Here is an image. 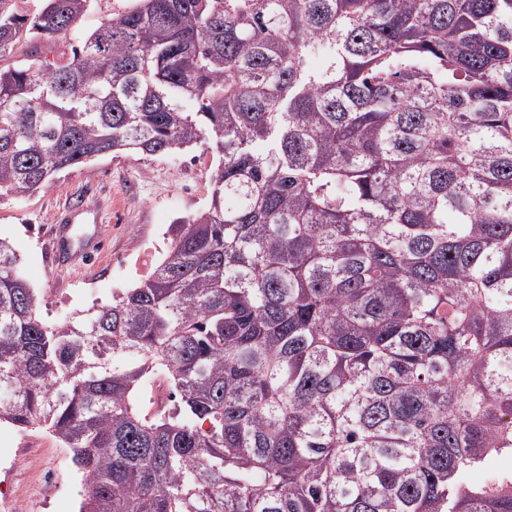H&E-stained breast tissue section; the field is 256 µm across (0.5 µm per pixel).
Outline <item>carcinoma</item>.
I'll return each instance as SVG.
<instances>
[{"label":"carcinoma","mask_w":512,"mask_h":512,"mask_svg":"<svg viewBox=\"0 0 512 512\" xmlns=\"http://www.w3.org/2000/svg\"><path fill=\"white\" fill-rule=\"evenodd\" d=\"M92 0L0 14V202L205 144L207 208L60 322L0 239V423L79 512H512V0ZM323 58L320 68L311 66ZM161 374L167 396L136 400ZM134 0H94L90 9L80 21V29L88 34L95 30L110 14L130 10L135 6ZM64 42L65 41L61 39H41L39 42L33 44L21 42L10 56L6 55L2 61H0V65L8 66L12 65L13 63H17L18 61L25 58L26 52L29 53L31 50H36L39 53V56L53 61V58H57V56H59L63 50L67 51L68 48Z\"/></svg>","instance_id":"carcinoma-1"}]
</instances>
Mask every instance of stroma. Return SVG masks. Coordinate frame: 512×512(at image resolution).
I'll list each match as a JSON object with an SVG mask.
<instances>
[{
	"instance_id": "1",
	"label": "stroma",
	"mask_w": 512,
	"mask_h": 512,
	"mask_svg": "<svg viewBox=\"0 0 512 512\" xmlns=\"http://www.w3.org/2000/svg\"><path fill=\"white\" fill-rule=\"evenodd\" d=\"M212 169L211 153L199 146L156 156L105 155L57 173L49 189L0 202V238L13 244L22 276L42 294V317L62 320L133 286L164 250L168 225L208 205ZM87 196L107 211L103 248L86 273L55 272L45 238L53 215ZM15 433L0 425V482L10 490L0 512H77L81 477L68 449L33 430L19 450ZM52 470L59 480L45 485Z\"/></svg>"
}]
</instances>
